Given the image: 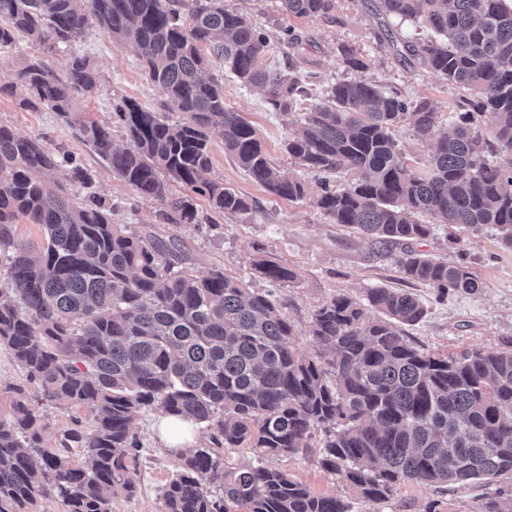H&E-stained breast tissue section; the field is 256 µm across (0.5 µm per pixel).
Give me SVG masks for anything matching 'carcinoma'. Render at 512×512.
Listing matches in <instances>:
<instances>
[{
	"mask_svg": "<svg viewBox=\"0 0 512 512\" xmlns=\"http://www.w3.org/2000/svg\"><path fill=\"white\" fill-rule=\"evenodd\" d=\"M295 17L335 19L336 0H280ZM376 15L430 31L392 44L461 91L460 121L435 136L439 107L407 101L363 80L327 86L304 113L284 150L299 167L349 172L341 190L324 187L313 204L386 250L405 281L441 295L474 291L481 282L463 264L416 248L432 223L496 227L512 248V0H375ZM136 51L142 71L183 118L143 110L130 99L116 107L129 148L114 145L112 127L79 124L85 143L140 196L162 202L175 224H210L212 215L244 214L252 203L211 177L210 132L224 152L267 193L307 195L284 176L255 128L224 105V83L205 75L221 61L244 86L263 91L269 110L293 113L312 96V73L293 59L283 70L262 60L270 39L224 0H0V53L26 39L66 50L90 24ZM344 69L369 68L367 53L343 45ZM86 56H70L64 74L32 57L0 95L22 87L24 109H50L65 122L73 101L97 88ZM404 121L431 141V162L415 168L393 135ZM65 169L87 188L88 171L37 137L0 124V347L37 385L42 399L85 406L94 427H71L60 448L44 446L45 425L17 392L0 419V512H29L38 498H58L67 512H112L111 497L135 495L131 476L138 417L160 408L203 425L215 447L179 456L162 492V512H355L334 495H316L267 464L325 437L321 468L354 486L363 501L384 503L405 481L448 486L512 473V349L478 348L436 355L398 325L423 321L414 295L367 290V304L336 295L316 310L308 357L273 292L214 268H191L176 240L112 222L114 205L84 203L46 178ZM185 188L179 196L168 183ZM207 198L210 212L197 207ZM45 230L44 244L19 248V218ZM268 282L297 273L272 260L253 263ZM382 314L372 320L366 308ZM249 446L257 462L227 469L221 449ZM79 448L81 466L66 450ZM477 512H512V493H486Z\"/></svg>",
	"mask_w": 512,
	"mask_h": 512,
	"instance_id": "cac0c4a2",
	"label": "carcinoma"
}]
</instances>
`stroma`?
Masks as SVG:
<instances>
[{
    "mask_svg": "<svg viewBox=\"0 0 512 512\" xmlns=\"http://www.w3.org/2000/svg\"><path fill=\"white\" fill-rule=\"evenodd\" d=\"M373 2L336 0L335 19L324 20L288 15L282 12L279 0H224L228 8L244 12L269 36L271 43L264 57L266 66L273 69L286 66L288 59L278 39L283 27H292L301 37L293 58L304 70L314 73L315 88L321 91L328 83L351 75L337 61L338 46L358 45L369 52L372 65L351 76L385 89H396L408 100L434 99L441 111L438 129L446 131L447 113L455 109L459 90L428 70L409 67L395 58L371 12ZM73 52L89 57L99 76L95 93L75 101V109L84 120L112 125L114 106L124 98L163 111L166 95L145 76L134 50L116 44L95 27L87 29L68 53L50 52L24 42L0 53V80L11 81L34 56L42 58L54 71L65 72ZM224 104L256 128L272 162L301 179L308 188V198L291 201L268 194L225 154L222 139L214 133L210 136L214 178L248 197L253 207L250 213L220 217L212 224L176 226L166 220L164 204L139 197L114 176L83 141L78 128L66 124L56 113L43 108L25 110L14 97L2 96L0 124L18 134L39 138L49 148L69 152L91 174L94 191L116 203L115 223L134 230L145 228L163 237L178 235L199 272L223 267L243 278L252 290L264 292L270 284L253 270V261L266 258L295 270L297 280L279 290L281 313L293 325L294 344L305 355L314 353L308 331L319 307L339 294L364 299L367 289L374 287L404 288L421 299L428 309L427 317L422 324L406 328L405 333L427 350L446 355L471 347L486 351L512 349V248L501 244L495 227L485 225L473 232L438 224L432 236L420 243L423 252L467 265L481 283L475 292L436 300L433 290L402 280L392 254L378 250L352 230L331 223L312 206L310 199L321 193L323 183L339 187L347 184L348 178L333 176L325 182L320 176L295 166L288 158L283 145L294 122L299 121V114L269 112L257 89L241 86L229 74L224 77ZM28 396L31 408L45 425L47 447L58 448L62 432L73 422H80L88 430L93 427L88 408L38 401L33 388ZM162 415V410L152 409L139 417L136 432L141 448L134 474L137 492L130 498L113 497L112 512H161L162 490L179 462L178 454L167 449L158 434L156 424ZM272 464L313 493L335 495L355 503L359 512H425L428 503L434 500L439 501L441 512H476L485 491L481 483L443 490L405 482L389 502L364 503L353 486L322 469L315 454L276 457Z\"/></svg>",
    "mask_w": 512,
    "mask_h": 512,
    "instance_id": "35a3bbf8",
    "label": "stroma"
}]
</instances>
